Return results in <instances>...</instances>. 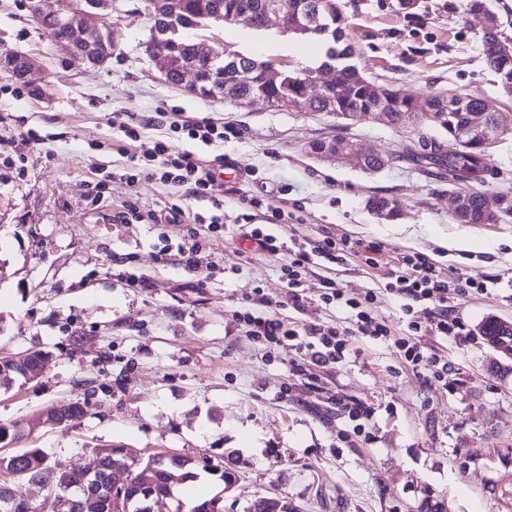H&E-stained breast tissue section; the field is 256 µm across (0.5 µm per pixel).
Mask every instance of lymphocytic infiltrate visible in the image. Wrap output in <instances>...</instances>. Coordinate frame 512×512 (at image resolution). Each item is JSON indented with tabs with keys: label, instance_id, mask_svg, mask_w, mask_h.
<instances>
[{
	"label": "lymphocytic infiltrate",
	"instance_id": "f902f5d3",
	"mask_svg": "<svg viewBox=\"0 0 512 512\" xmlns=\"http://www.w3.org/2000/svg\"><path fill=\"white\" fill-rule=\"evenodd\" d=\"M165 119L170 133L205 146L224 143L237 134L231 124L218 125L206 119L186 120L176 112L166 114ZM128 163L129 169L122 175L128 185H136L142 178L155 179L189 185L193 199L205 201L209 198V171L192 151L174 153L167 142L159 141L148 159L132 154ZM294 218V213L256 197L240 199L239 211L234 218L243 238L256 244L261 252L285 256L286 261L281 267L287 285L284 301L294 308L302 306L307 266L340 265L350 258L359 259L368 266L379 263L383 247L375 242L339 240L329 235L312 242L296 233L287 236L280 232V225L290 223ZM448 279L444 268L435 266L421 254H406L398 260L383 292L403 301L401 311L406 328L401 332L385 319L370 314L368 306L377 300L378 292L367 291L359 299L345 293L329 277L321 278L319 297L325 304L348 311V325H309L304 330H297L272 314L274 300L260 288L255 289L243 308L234 312L233 318L235 323L247 326L253 339L270 345L294 343L303 358L318 365L341 361L348 337L368 336L390 342L413 368L432 371L439 377L443 369L438 359L424 355L414 338L420 332L429 331L437 336L467 339L464 325L448 303Z\"/></svg>",
	"mask_w": 512,
	"mask_h": 512
}]
</instances>
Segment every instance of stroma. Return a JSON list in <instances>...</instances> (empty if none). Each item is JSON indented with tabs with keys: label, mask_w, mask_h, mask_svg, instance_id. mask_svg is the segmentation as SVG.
Instances as JSON below:
<instances>
[{
	"label": "stroma",
	"mask_w": 512,
	"mask_h": 512,
	"mask_svg": "<svg viewBox=\"0 0 512 512\" xmlns=\"http://www.w3.org/2000/svg\"><path fill=\"white\" fill-rule=\"evenodd\" d=\"M340 3L352 61L364 76L420 100L450 91L495 98L512 126V95L481 51L488 21L512 39V0H486L482 13L471 12L468 0H419L413 10L399 0ZM108 21L118 48L93 68L56 47L27 0H0V55L33 60L22 84L0 70V122L11 131L0 154L26 158L21 175L0 163V357L29 349L46 355L40 378L0 388V424L18 435L0 443V454L40 448L85 466L95 449L121 445L137 459L204 457L240 476L227 492L217 477L205 478L211 493H223L224 512H246L261 496L297 512H418L427 497L448 512H512V376L489 372L493 352L477 334L486 317L512 320V213L493 224L456 223L447 173L405 154L422 135L447 142L435 129L381 120L349 126L347 137L391 156L374 173L316 158L308 146L335 135L336 117L289 104L240 107L171 87L143 51L146 0H116ZM188 35L288 68L315 64L324 48L320 38L257 31L243 21ZM171 109L234 123L240 135L192 146L156 123L129 144L109 124L115 112L143 118ZM30 129L40 142L25 140ZM160 140L176 151L193 148L207 165L224 158L225 177L211 194L224 203L225 226L200 237L192 271L180 256L159 252L196 232L192 216L208 213L210 201L192 199L185 185L143 179L132 188L118 178L128 154H149ZM487 162L494 175L482 192L512 199V136L489 150ZM244 196L294 210L309 240L327 232L382 244L379 266L351 259L332 270L350 295L384 286L406 253L451 269V304L473 340L418 336L425 354L447 362L441 378L367 336L350 337L341 362L291 376L300 359L294 346L256 342L232 322L255 289L277 300L285 288L281 257L258 251L233 224ZM374 197L395 200L400 217H378L368 206ZM131 199L156 223L116 221ZM174 206L184 211L178 224L167 220ZM464 235L472 249H453ZM322 273L307 274L302 309L284 306L279 317L298 327L343 322V310L318 299ZM133 274L146 287L131 286ZM476 274L494 286L483 294L467 287ZM337 399L371 407L361 432L336 411ZM69 401L85 404L80 421L35 425Z\"/></svg>",
	"instance_id": "1"
}]
</instances>
